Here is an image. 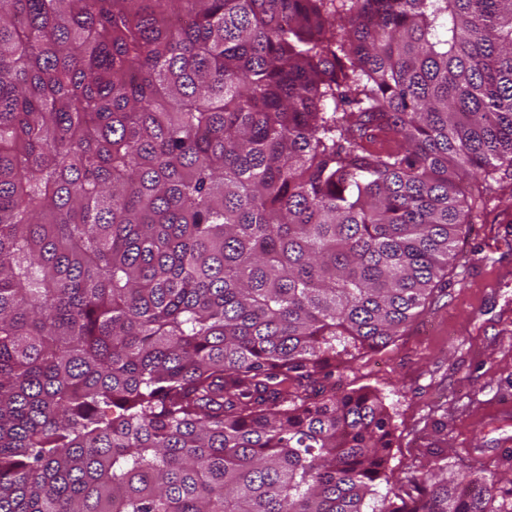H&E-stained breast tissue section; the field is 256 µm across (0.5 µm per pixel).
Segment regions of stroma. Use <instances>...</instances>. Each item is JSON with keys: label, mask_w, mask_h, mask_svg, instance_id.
Segmentation results:
<instances>
[{"label": "stroma", "mask_w": 512, "mask_h": 512, "mask_svg": "<svg viewBox=\"0 0 512 512\" xmlns=\"http://www.w3.org/2000/svg\"><path fill=\"white\" fill-rule=\"evenodd\" d=\"M512 187L472 225L448 271L446 295L394 342L338 368L383 399L394 428L389 467L430 469L437 445L452 472L512 482Z\"/></svg>", "instance_id": "35a3bbf8"}]
</instances>
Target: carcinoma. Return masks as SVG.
<instances>
[{"instance_id": "carcinoma-1", "label": "carcinoma", "mask_w": 512, "mask_h": 512, "mask_svg": "<svg viewBox=\"0 0 512 512\" xmlns=\"http://www.w3.org/2000/svg\"><path fill=\"white\" fill-rule=\"evenodd\" d=\"M501 171L512 0H0V512H512L336 382Z\"/></svg>"}]
</instances>
